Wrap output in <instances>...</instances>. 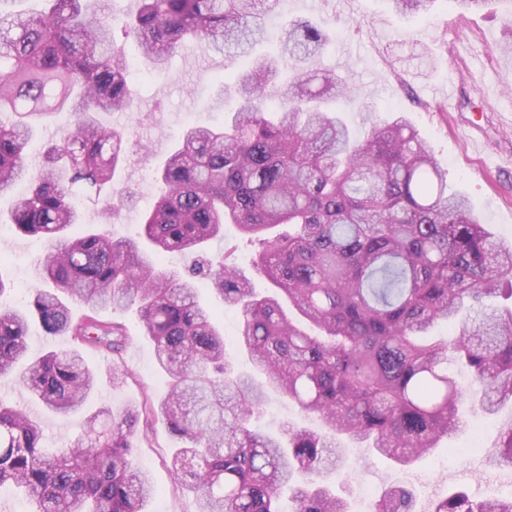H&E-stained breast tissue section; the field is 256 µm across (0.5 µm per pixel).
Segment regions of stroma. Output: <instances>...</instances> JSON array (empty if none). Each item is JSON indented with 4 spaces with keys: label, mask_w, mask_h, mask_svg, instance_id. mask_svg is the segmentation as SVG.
I'll list each match as a JSON object with an SVG mask.
<instances>
[{
    "label": "stroma",
    "mask_w": 512,
    "mask_h": 512,
    "mask_svg": "<svg viewBox=\"0 0 512 512\" xmlns=\"http://www.w3.org/2000/svg\"><path fill=\"white\" fill-rule=\"evenodd\" d=\"M295 19L312 22L328 36L315 68L335 70L359 90V97L340 104L356 132L403 114L447 170L449 186L471 200L498 239L512 243V0H486L464 14L453 0H436L421 16L399 14L391 0H280L266 24L274 29ZM225 65L223 55L198 42L182 46L160 77L149 75L143 62H133L132 109L101 116L133 143L116 175L130 203L112 221L114 237H137L140 217L161 188L156 173L182 130L194 123L223 124L233 104L220 93ZM451 85L457 89L452 99L446 96ZM13 204L11 193L0 194V257L6 260L12 286L8 300L25 307L36 286L33 263L44 245L8 224ZM99 315L124 323L130 344L125 354L128 377L119 383L112 380L111 360L90 350L100 381L96 403L125 409L147 396L163 398L165 379L135 309L104 308ZM0 396L38 414L47 450L69 447L82 433L84 414L41 410L4 379ZM460 419L454 451L433 449L413 468L401 470L372 457L368 449L352 447L346 451L347 476H331L330 482L346 487L354 512H371L381 494L394 486L411 491L414 512H429L434 499L457 485L476 499L512 492V469L489 468L485 459L500 428L512 422V408L489 415L468 400ZM286 421L298 427L314 424L273 393L252 425L274 432ZM177 445L161 419L152 436L137 443L135 464L149 471L157 489L148 512H196L193 497L175 486L171 474Z\"/></svg>",
    "instance_id": "stroma-1"
}]
</instances>
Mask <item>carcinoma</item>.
<instances>
[{
	"mask_svg": "<svg viewBox=\"0 0 512 512\" xmlns=\"http://www.w3.org/2000/svg\"><path fill=\"white\" fill-rule=\"evenodd\" d=\"M51 2L40 15L0 10V112L18 116L0 124V194L29 186L10 224L47 244L35 265L46 287L35 289L32 308L0 306V379L52 413L80 411L95 387L86 349L112 354L120 371L127 348L124 324L99 319L97 308L135 304L167 394L121 413L99 408L73 446L50 455L40 423L0 400V488L25 493L31 512H145L156 488L129 457L162 416L181 443L172 467L197 512H278L285 487L296 512H350L343 494L319 482L345 441L409 467L460 430L468 397L489 413L512 402V308L485 304L512 284V245L448 189V172L404 117L355 139L332 103L356 90L312 67L327 42L320 29L286 24L278 57L255 58L277 0H137L123 17L110 0ZM393 2L419 13L437 0ZM128 40L154 75L189 41L233 50L231 120L186 127L157 172L161 193L142 218L150 252L112 238L104 223L71 233L84 223L85 199L104 203L106 220L122 201L115 174L127 141L96 114L132 108ZM64 110L71 120L30 167L35 123ZM226 224L270 290L255 291L232 248L194 273L238 309L235 341L262 385L227 359L196 282L163 264L224 238ZM71 300L88 305L78 320ZM33 316L68 346L31 356ZM439 321L459 328L453 342L430 338ZM450 351L470 387L448 373ZM271 391L317 417L323 432L252 429ZM489 460L512 469V423ZM411 502L394 488L374 512H411ZM430 512H512V496L477 500L458 487Z\"/></svg>",
	"mask_w": 512,
	"mask_h": 512,
	"instance_id": "obj_1",
	"label": "carcinoma"
}]
</instances>
